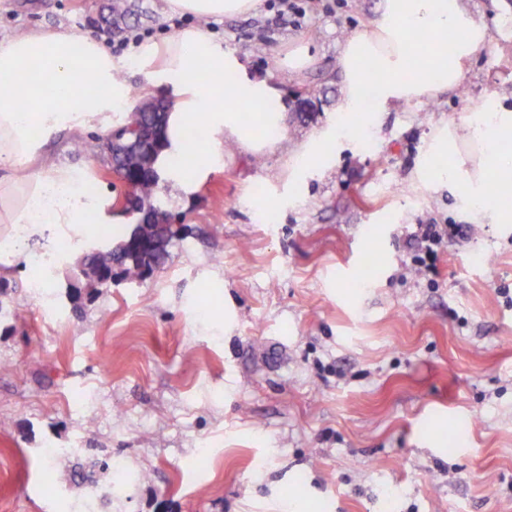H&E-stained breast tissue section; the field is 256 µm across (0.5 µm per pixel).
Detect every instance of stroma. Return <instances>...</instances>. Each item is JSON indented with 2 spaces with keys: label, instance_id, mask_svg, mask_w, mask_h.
Listing matches in <instances>:
<instances>
[{
  "label": "stroma",
  "instance_id": "35a3bbf8",
  "mask_svg": "<svg viewBox=\"0 0 512 512\" xmlns=\"http://www.w3.org/2000/svg\"><path fill=\"white\" fill-rule=\"evenodd\" d=\"M102 2L0 0V36L93 38L137 101L167 94L140 43L201 26L262 83L251 119L272 100L291 111L304 86L314 111L266 153L225 141L192 194L163 180L183 236L162 269L132 283L116 267L96 288L44 257L63 235L116 244L125 188L92 135L50 140L113 221L30 228L0 270V512H512V224L473 225L426 272L406 255L416 225L467 222L458 190L419 169L437 128L512 109V0H465L486 39L455 90L349 133L341 45L381 0H310L298 28L272 0L204 23L131 0L109 28ZM316 140L330 162L297 174Z\"/></svg>",
  "mask_w": 512,
  "mask_h": 512
}]
</instances>
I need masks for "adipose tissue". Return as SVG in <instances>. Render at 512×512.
I'll list each match as a JSON object with an SVG mask.
<instances>
[{
  "instance_id": "adipose-tissue-1",
  "label": "adipose tissue",
  "mask_w": 512,
  "mask_h": 512,
  "mask_svg": "<svg viewBox=\"0 0 512 512\" xmlns=\"http://www.w3.org/2000/svg\"><path fill=\"white\" fill-rule=\"evenodd\" d=\"M168 3L184 14L221 18L252 13L259 0ZM439 30L452 35L449 50L410 37L414 31ZM484 36L482 23L462 0H382L373 25L343 43L340 123L360 114L370 89L384 110L458 87ZM138 58L155 66L156 77L168 85L173 98L165 147L157 160L160 172L190 152L198 172H205L228 139L255 153L272 149L271 141L257 137L242 120V106L256 100L259 84L225 83V74L238 69L239 62L206 33L186 29L147 43ZM118 73V63L98 41L66 29H30L0 38V88L27 87L23 103L0 97L1 224L20 230L30 224H81L93 213L99 223H111L103 200L75 191V169L54 161L44 146L61 133L78 138L109 128L113 112L131 104L130 90ZM90 86L104 87L105 92L87 95ZM191 112L207 128L205 146L195 150L184 136ZM420 173L423 180L455 186L473 223L512 224V111L492 106L476 113L466 128H438ZM494 194L502 197V205H490Z\"/></svg>"
}]
</instances>
